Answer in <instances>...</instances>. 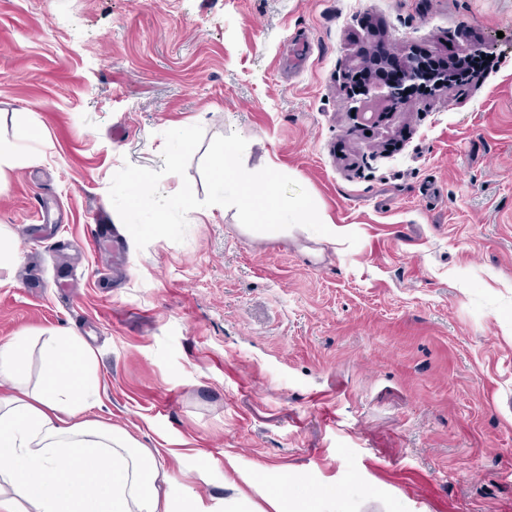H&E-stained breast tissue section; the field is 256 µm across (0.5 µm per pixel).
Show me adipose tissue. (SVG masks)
Segmentation results:
<instances>
[{
  "label": "adipose tissue",
  "mask_w": 512,
  "mask_h": 512,
  "mask_svg": "<svg viewBox=\"0 0 512 512\" xmlns=\"http://www.w3.org/2000/svg\"><path fill=\"white\" fill-rule=\"evenodd\" d=\"M29 384L28 337L0 346V512H175L163 465L128 431L85 418L98 398L81 337L40 332ZM272 512H349L327 490L307 502L272 490Z\"/></svg>",
  "instance_id": "obj_1"
}]
</instances>
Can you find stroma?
Returning a JSON list of instances; mask_svg holds the SVG:
<instances>
[{
  "label": "stroma",
  "mask_w": 512,
  "mask_h": 512,
  "mask_svg": "<svg viewBox=\"0 0 512 512\" xmlns=\"http://www.w3.org/2000/svg\"><path fill=\"white\" fill-rule=\"evenodd\" d=\"M379 44L483 62L370 128L344 64ZM195 124L341 239L211 206L137 249L111 179ZM29 127L35 160L0 175V345L82 336L87 417L173 486L211 512H265L283 477L353 512H512V0H0V137Z\"/></svg>",
  "instance_id": "35a3bbf8"
}]
</instances>
